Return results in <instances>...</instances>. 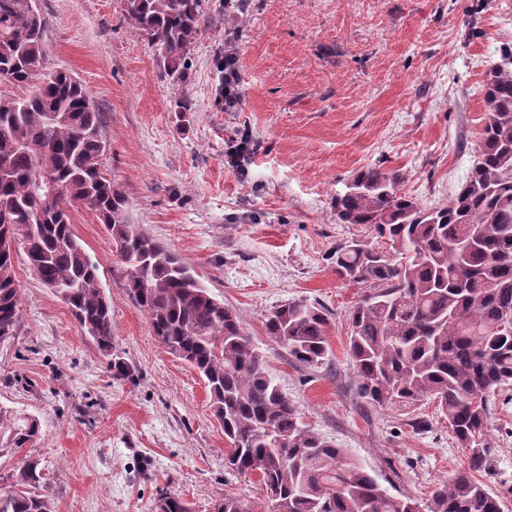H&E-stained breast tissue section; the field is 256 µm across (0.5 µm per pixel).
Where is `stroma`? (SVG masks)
Masks as SVG:
<instances>
[{
	"label": "stroma",
	"mask_w": 512,
	"mask_h": 512,
	"mask_svg": "<svg viewBox=\"0 0 512 512\" xmlns=\"http://www.w3.org/2000/svg\"><path fill=\"white\" fill-rule=\"evenodd\" d=\"M201 0L203 33L183 78L124 21L125 0H39L47 67L75 76L101 114L102 168L134 223L167 243L231 308L314 432L335 441L393 496L423 498L468 472L432 402L399 411L364 403L347 354L346 316L364 288L325 257L363 226L337 223L332 199L359 169L399 171L422 205H446L477 160L483 80L512 46V0ZM234 39L243 99L224 107V41ZM257 146L240 174L224 153L242 135ZM73 227L100 264L114 350L131 373L113 377L68 306L23 250L14 270L20 329L0 344V406L37 419L30 446L0 454V491L29 459L55 512H158L172 494L210 512L232 494L269 512L256 476L224 465L228 444L204 380L169 354L129 296L112 237L87 207ZM330 320L322 365L296 363L266 334L283 303ZM482 443L485 488L512 486V404Z\"/></svg>",
	"instance_id": "stroma-1"
}]
</instances>
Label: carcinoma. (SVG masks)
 <instances>
[{"label": "carcinoma", "mask_w": 512, "mask_h": 512, "mask_svg": "<svg viewBox=\"0 0 512 512\" xmlns=\"http://www.w3.org/2000/svg\"><path fill=\"white\" fill-rule=\"evenodd\" d=\"M30 0H0V71L22 95L0 97V340L19 328L23 305L14 271L20 247L40 280L69 306L118 376L112 307L100 289L99 264L73 231V211L86 205L112 237L131 298L167 352L204 379L213 415L229 443L225 464L259 471L270 503L283 512H502V497L467 474L425 500L389 495L332 440L305 425L266 357L192 267L133 223L122 189L102 170L107 150L100 112L70 73L46 71L47 19L34 23ZM134 33L156 47L167 74L179 77L201 32V0H125ZM486 115L477 162L448 204L427 208L402 189L396 170L367 167L336 193L340 224L368 234L336 244V276L365 286L348 314V358L357 395L382 408L425 398L469 452L474 471L493 450L480 443L498 396L512 389V46L486 73ZM51 164L60 191L44 205L34 177ZM330 320L324 309L289 301L268 316L270 338L294 361L324 363ZM37 420L0 408V452L24 448ZM286 439L283 444L279 439ZM39 462L28 461L13 489L0 492V512H54L39 493ZM160 512H191L180 497L162 496ZM213 512H252L226 494Z\"/></svg>", "instance_id": "obj_1"}]
</instances>
